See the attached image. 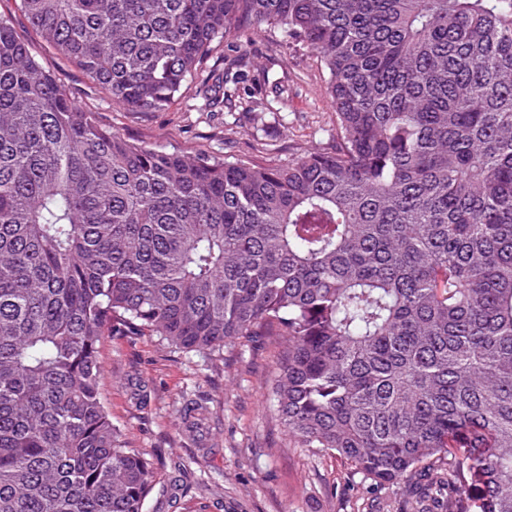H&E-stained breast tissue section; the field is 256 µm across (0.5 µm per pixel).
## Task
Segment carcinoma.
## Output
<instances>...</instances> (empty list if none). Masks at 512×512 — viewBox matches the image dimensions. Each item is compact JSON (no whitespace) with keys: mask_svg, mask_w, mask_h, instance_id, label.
<instances>
[{"mask_svg":"<svg viewBox=\"0 0 512 512\" xmlns=\"http://www.w3.org/2000/svg\"><path fill=\"white\" fill-rule=\"evenodd\" d=\"M132 110L213 42L299 39L336 137L282 165L129 143L0 14V512H145L104 337L283 345L288 436L442 512H512V0H15ZM208 107L244 75L225 66Z\"/></svg>","mask_w":512,"mask_h":512,"instance_id":"1","label":"carcinoma"}]
</instances>
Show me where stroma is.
<instances>
[{"instance_id": "obj_1", "label": "stroma", "mask_w": 512, "mask_h": 512, "mask_svg": "<svg viewBox=\"0 0 512 512\" xmlns=\"http://www.w3.org/2000/svg\"><path fill=\"white\" fill-rule=\"evenodd\" d=\"M0 14L78 105L131 143L269 165L326 146L336 131L327 70L279 32L251 30L220 44L171 106L139 111L46 47L14 0H0ZM242 56L251 60L245 91L264 112L206 109L202 77ZM267 74L279 79L281 95L264 86ZM280 358V343L262 336L211 355L151 334L104 337L102 403L157 476L146 512H416L398 487L365 479L330 451L295 447L270 396Z\"/></svg>"}]
</instances>
